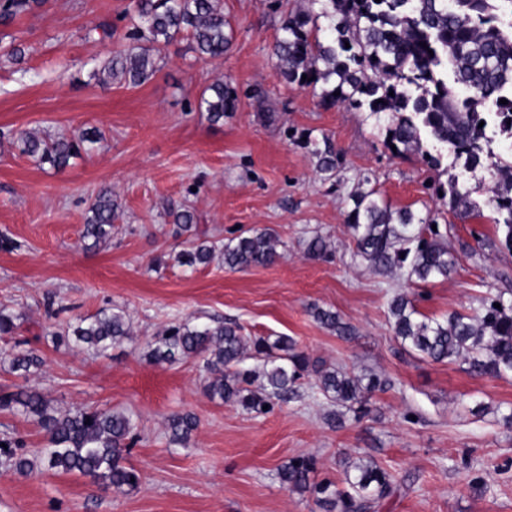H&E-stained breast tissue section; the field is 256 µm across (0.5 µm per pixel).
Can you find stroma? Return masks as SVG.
Returning a JSON list of instances; mask_svg holds the SVG:
<instances>
[{"label": "stroma", "mask_w": 512, "mask_h": 512, "mask_svg": "<svg viewBox=\"0 0 512 512\" xmlns=\"http://www.w3.org/2000/svg\"><path fill=\"white\" fill-rule=\"evenodd\" d=\"M306 0H220L235 29L224 57L201 58L188 36L167 46L150 80L103 82L92 72L127 48L122 15L130 0H43L0 24V308L14 317L0 352L32 349L43 366L29 382L51 407H109L137 418L128 461L139 485L117 495L86 478L50 472L15 474L0 456V512H322L310 496L276 478L279 465L314 457L321 475L339 481L342 462L373 458L394 477L375 512H512V376L475 378L457 363L422 361L403 351L388 303L424 293L422 312L443 317L477 307L512 276V254L467 252L475 234L497 237L488 217L449 210L434 181L458 177L477 198L497 180L465 170L453 153L431 169L421 154L395 156L368 112L321 105L312 89L286 84L274 44L284 10ZM111 26L103 36L102 26ZM24 48L10 58V46ZM232 83L236 112L219 124L197 109L216 79ZM101 137L60 173L20 154L19 131ZM329 138L341 154L335 175L318 171L307 140ZM110 187L118 205L111 241L86 248L81 234L91 199ZM376 188L393 208L436 212L458 249L456 270L419 286L353 261L345 223L351 193ZM193 210L197 236L223 242L272 229L281 259L245 271L221 258L196 269L177 256L168 206ZM325 236L330 261L309 259L303 241ZM356 327L345 340L324 329L311 306ZM119 307L132 334L98 355L56 336L77 318ZM231 319L247 336H289L315 361L390 380L371 399L372 413L331 428L333 405L312 383L301 398L256 415L210 400L197 361L154 364L148 345L170 323ZM480 415H472L476 404ZM189 412L198 427L187 447L168 444L170 415Z\"/></svg>", "instance_id": "35a3bbf8"}]
</instances>
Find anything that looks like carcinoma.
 Here are the masks:
<instances>
[{
    "label": "carcinoma",
    "mask_w": 512,
    "mask_h": 512,
    "mask_svg": "<svg viewBox=\"0 0 512 512\" xmlns=\"http://www.w3.org/2000/svg\"><path fill=\"white\" fill-rule=\"evenodd\" d=\"M35 2L0 0V22L26 13ZM494 2L453 0L450 7L448 0H308L306 8L286 14L281 22L275 44L280 76L289 84L320 89L327 108L366 107L384 123L386 147H396L398 155L411 146L421 147L426 135L474 170L482 156L494 157L485 150L490 144L485 125L494 122L500 135L512 139V30L500 25ZM128 16L131 43L93 75L140 85L155 73L156 57L179 35L189 36L194 51L210 59L223 57L235 37L218 0H134ZM502 99L507 103H500ZM238 104L236 88L216 81L201 94L197 110L217 124L237 111ZM96 141L94 131L55 139L22 131L14 137L22 154L54 170L66 168L84 143ZM307 145L319 171L334 173L340 167V153L328 141ZM435 191L448 198L454 210L461 204L467 213L478 209L454 179ZM352 199L346 224L355 241L353 259L412 283L446 279L456 269L458 258L441 230L432 229L437 224L432 212L420 216L408 208L394 210L379 201L373 188ZM489 206L502 231L499 247L512 251V181L490 199ZM118 217L112 190L100 189L88 208L83 242L95 247L112 239ZM188 244L179 258L190 269L210 262L217 250L207 240ZM305 253L312 260L333 258L330 244L319 234L307 240ZM222 255L224 267L231 270L271 265L281 257L269 229L224 240ZM421 299L420 294H399L389 302L394 338L404 350L435 363L460 362L473 377L512 374L511 288L482 298L470 312L453 311L441 320L419 310ZM496 303L500 307H494ZM311 314L337 336L355 338L354 328L337 313L315 306ZM130 333L125 311L104 307L68 326L60 339L105 353ZM147 358L170 365L199 361L208 374L211 398L257 415L273 411L279 401L301 397L303 380L311 374L319 392L352 411L357 420L371 412L373 393L391 387L387 379H365L315 363L288 336H246L232 320L174 322L149 345ZM250 359L262 361V372L247 365ZM4 360L24 377L42 365L31 350L9 352ZM258 377L261 387L253 390ZM0 410L32 420L44 434V446L35 459L17 452L25 447L22 440L0 438V456L8 458L15 473L79 474L115 493L139 482L136 469L124 465L137 439L138 423L132 415L94 407L59 414L39 391L24 384L0 395ZM197 426L191 413L172 415L167 424L169 444L186 446ZM276 477L286 490L312 496L325 512H369L393 491V476L371 459L345 466L343 489L327 478L317 479L315 461L308 457L280 465Z\"/></svg>",
    "instance_id": "1"
}]
</instances>
